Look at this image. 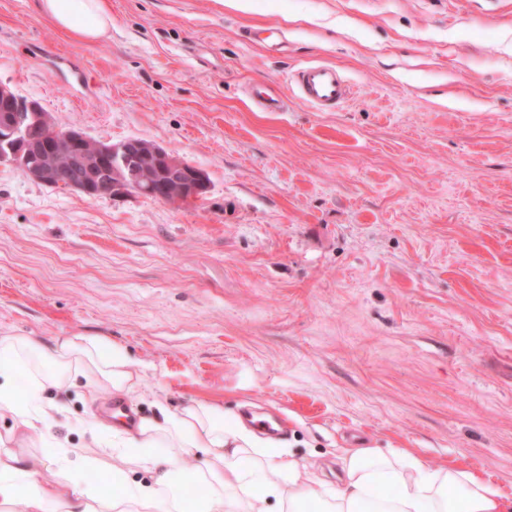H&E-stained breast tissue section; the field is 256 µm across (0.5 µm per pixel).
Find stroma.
Listing matches in <instances>:
<instances>
[{
	"instance_id": "obj_1",
	"label": "stroma",
	"mask_w": 512,
	"mask_h": 512,
	"mask_svg": "<svg viewBox=\"0 0 512 512\" xmlns=\"http://www.w3.org/2000/svg\"><path fill=\"white\" fill-rule=\"evenodd\" d=\"M106 2L89 42L0 0V83L209 186L91 198L1 165L0 335L104 337L145 371L136 416L276 422L330 484L340 449H401L512 496V0ZM310 64L343 106L299 98ZM62 398L81 446L84 389ZM301 100L318 110H335L349 98L351 85L337 67L314 64L301 67L294 76Z\"/></svg>"
}]
</instances>
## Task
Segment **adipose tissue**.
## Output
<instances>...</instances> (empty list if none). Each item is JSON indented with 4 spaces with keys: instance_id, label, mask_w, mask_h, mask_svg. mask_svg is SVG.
<instances>
[{
    "instance_id": "obj_1",
    "label": "adipose tissue",
    "mask_w": 512,
    "mask_h": 512,
    "mask_svg": "<svg viewBox=\"0 0 512 512\" xmlns=\"http://www.w3.org/2000/svg\"><path fill=\"white\" fill-rule=\"evenodd\" d=\"M53 26L95 41L108 35L112 18L104 0H42ZM86 381L89 403L126 397L141 375L123 351L99 336H71L46 345L35 337L0 336V417L16 431L0 434V512L25 503L27 512H512V497L461 467L425 466L411 453L345 448L340 482H320L287 450L267 442L223 408L197 401L133 426L92 416L85 448L59 445L53 432L62 407L43 402L45 386ZM53 446L36 457L25 444ZM200 453L194 469L186 456ZM111 470L112 486L85 482L89 470ZM149 483H130L127 470ZM53 472L45 480L44 472ZM203 485L198 496L188 485Z\"/></svg>"
}]
</instances>
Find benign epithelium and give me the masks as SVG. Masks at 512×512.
<instances>
[{"instance_id": "obj_1", "label": "benign epithelium", "mask_w": 512, "mask_h": 512, "mask_svg": "<svg viewBox=\"0 0 512 512\" xmlns=\"http://www.w3.org/2000/svg\"><path fill=\"white\" fill-rule=\"evenodd\" d=\"M0 165L17 167L37 183L88 197L134 189L161 201L191 202L208 189V174L174 152L138 138L93 142L56 125L36 101L19 100L0 83Z\"/></svg>"}]
</instances>
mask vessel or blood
Returning <instances> with one entry per match:
<instances>
[{
  "label": "vessel or blood",
  "mask_w": 512,
  "mask_h": 512,
  "mask_svg": "<svg viewBox=\"0 0 512 512\" xmlns=\"http://www.w3.org/2000/svg\"><path fill=\"white\" fill-rule=\"evenodd\" d=\"M301 100L319 110H333L341 106L351 94L347 77L330 64L301 67L294 77Z\"/></svg>",
  "instance_id": "obj_1"
}]
</instances>
